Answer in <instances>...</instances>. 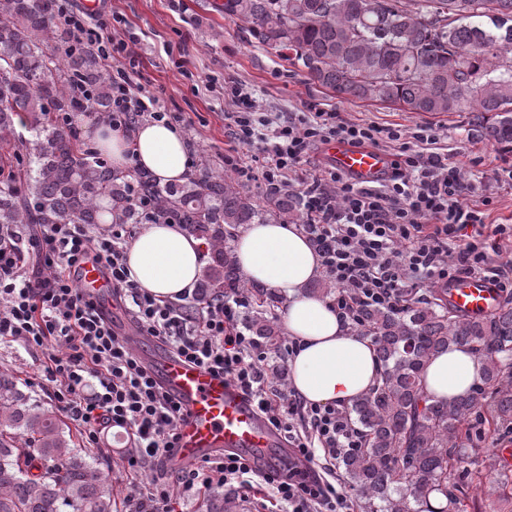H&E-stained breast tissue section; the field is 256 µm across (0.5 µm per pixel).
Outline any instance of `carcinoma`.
<instances>
[{"label": "carcinoma", "instance_id": "carcinoma-1", "mask_svg": "<svg viewBox=\"0 0 512 512\" xmlns=\"http://www.w3.org/2000/svg\"><path fill=\"white\" fill-rule=\"evenodd\" d=\"M260 45L294 60L314 84L362 102L430 115L471 112L484 139L512 144V0H224ZM97 87L90 112H105L111 82L99 61L75 49L54 21L52 0H0V224H137L131 185L155 200L157 222L182 224L215 243L201 282L217 296L241 287L224 233L244 224L300 216L295 199L265 204L229 177L204 170L160 186L149 174L114 170L83 148L77 126L54 114L83 111L76 82ZM33 133L28 141L17 131ZM359 330L371 338L381 381L350 409L364 445L343 461L365 512H468L469 484L493 480L484 512H512V469L497 464L488 439L512 435V297L489 317L454 311L438 289L399 310L364 307ZM258 336H279L275 321H251ZM451 344L484 363L483 383L431 402L423 371ZM28 435L14 446L15 430ZM112 481L101 463L71 446L50 412L32 413L12 377L0 372V512H112Z\"/></svg>", "mask_w": 512, "mask_h": 512}]
</instances>
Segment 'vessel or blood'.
<instances>
[{"label": "vessel or blood", "mask_w": 512, "mask_h": 512, "mask_svg": "<svg viewBox=\"0 0 512 512\" xmlns=\"http://www.w3.org/2000/svg\"><path fill=\"white\" fill-rule=\"evenodd\" d=\"M327 155L338 170L362 181L376 178L388 164L387 156L379 150L338 142L328 146ZM79 279L104 315L117 310L112 279L99 264L86 261ZM447 291L458 313L476 319L494 313L502 301L498 287L478 276L450 279ZM124 336L152 376L182 408L177 446L167 460L170 467L182 468L224 449L274 459L283 446L281 434L267 424L237 387L167 350L149 347L148 337L129 330Z\"/></svg>", "instance_id": "obj_1"}]
</instances>
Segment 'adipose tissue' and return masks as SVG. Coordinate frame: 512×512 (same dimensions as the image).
<instances>
[{"instance_id":"ef3b65f1","label":"adipose tissue","mask_w":512,"mask_h":512,"mask_svg":"<svg viewBox=\"0 0 512 512\" xmlns=\"http://www.w3.org/2000/svg\"><path fill=\"white\" fill-rule=\"evenodd\" d=\"M95 150L125 167L134 150L138 166L160 184L184 182L191 173L189 148L176 128L146 122L125 136L98 126ZM238 266L249 281L284 295L286 330L300 345L290 362L291 385L314 404L343 405L378 384L381 365L367 336L352 332L337 314L332 297L312 294L308 285L319 276L320 258L294 225L275 221L249 225L235 242ZM131 277L161 300L192 290L205 265L201 244L175 224H148L127 251ZM483 363L466 346H449L433 356L424 370V390L434 401L451 400L480 382Z\"/></svg>"}]
</instances>
